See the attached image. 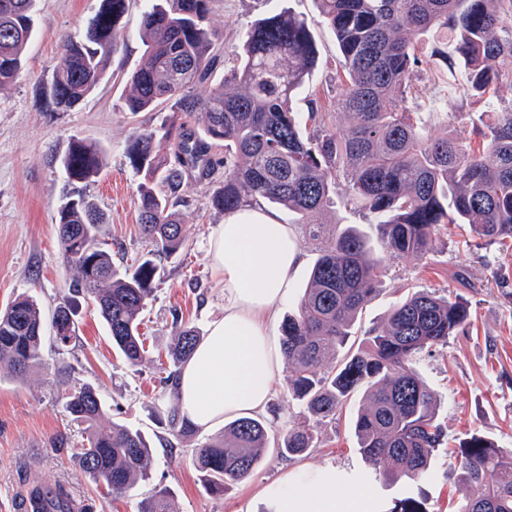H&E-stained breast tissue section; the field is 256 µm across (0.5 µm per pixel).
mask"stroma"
Masks as SVG:
<instances>
[{"instance_id":"obj_1","label":"stroma","mask_w":512,"mask_h":512,"mask_svg":"<svg viewBox=\"0 0 512 512\" xmlns=\"http://www.w3.org/2000/svg\"><path fill=\"white\" fill-rule=\"evenodd\" d=\"M288 4L305 16L315 38L319 63L301 101H315L335 112L341 83L336 74V41L323 23L314 0H221L210 27L232 67L234 47L246 28L272 7ZM100 0H37L34 36L25 52L19 78L0 90V310L21 293L33 295L44 315L61 302L74 272L64 261L57 234V211L71 191L83 193L104 216L102 238L118 268L131 266L148 246L139 230L138 186L127 146L135 130L157 127L162 112H126L127 78L145 60L140 24L148 0H128L119 24V46L106 64L103 82L71 112H56L40 97L50 78L64 35L82 36L97 14ZM88 138L108 150L101 173L87 183L69 184L57 163L72 137ZM216 179L198 171L184 174L173 206L181 219L186 246L162 259V283L145 313L141 332L148 360L128 366L113 349L107 328L90 301H80L76 335L68 347L56 348L52 336L43 341V361L23 377L0 370V512H18L31 486L63 484L75 503H90L94 512H136L153 487H168L182 512H259L260 488L284 470L300 468L325 475H350L393 512L407 498L421 512H454L461 495L454 468L459 444L477 434L502 448H512V249L478 239L468 225L448 224L436 235L425 258L389 260L377 297L364 308L356 338L385 324L390 309L419 290L447 291L469 306L470 322L433 348L418 370L439 397L436 417L447 434L423 481H389L381 477L357 447L352 420L361 403L352 400L335 420L317 430V445L299 458L268 450L253 475L224 495L210 494L195 468V450L219 438L223 425L181 438L166 426L173 392L163 391L161 361L175 333L174 318L207 330L224 313V290L214 277L207 242L222 212L206 200ZM92 384L105 400V424L141 430L153 455L149 482L126 497L100 496L95 485L70 457L85 439L82 426L71 421L61 396L73 386Z\"/></svg>"}]
</instances>
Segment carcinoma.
<instances>
[{"instance_id": "obj_1", "label": "carcinoma", "mask_w": 512, "mask_h": 512, "mask_svg": "<svg viewBox=\"0 0 512 512\" xmlns=\"http://www.w3.org/2000/svg\"><path fill=\"white\" fill-rule=\"evenodd\" d=\"M35 2L0 0V88L22 71ZM215 2L159 0L143 13L145 62L129 77L126 108L169 112L160 127L134 132L129 148L130 162L143 174L139 221L151 249L119 269L101 241L100 214L81 193L68 196L58 209V237L75 277L52 313L53 338L68 346L76 333L70 321L76 299L88 298L126 363L143 362L139 325L164 275L160 259L185 244L169 195L188 167H202L206 177L216 172L212 144L224 143V179L207 206L226 214L262 200L282 206L311 241L323 240L325 225L314 216L336 207L343 183L344 205L370 219L381 254L357 227L341 228L320 247L297 310L282 324L288 390L305 424L273 439L262 416L233 420L219 439L196 448V467L205 488L222 495L249 478L272 446L284 457L305 455L315 447L317 426L336 419L362 389L364 405L354 421L362 455L388 480H423L446 433L435 419L437 396L417 363L465 328L468 307L435 291H416L337 364H329L330 354L346 347L359 314L380 291L385 257L424 258L442 224H468L490 242L512 241V108L491 95L503 76H512V0H317L340 53L336 114L345 125L333 124L312 100L305 116L294 108L317 65V49L306 20L290 7L256 19L234 51L230 75L212 85L224 58L209 26ZM126 4L101 0L84 36L62 40L42 86L54 111H73L101 83ZM428 33H445L447 40L433 42L425 53L418 37ZM436 58L448 68V96L463 93L482 104L471 118L470 137L454 128L434 136L410 108L419 97L411 74ZM195 112L205 114L203 138L187 129L186 118ZM106 159L103 145L80 137L59 157L70 183L92 180ZM158 178L169 195L155 189ZM43 332L36 300L17 296L0 311V366L23 376L41 365ZM199 341L196 326H178L167 349L172 369L165 386H174ZM63 407L84 426L87 445L74 449L72 459L98 490L116 498L150 479L152 450L144 436L115 423L99 426L106 405L92 385L66 392ZM167 422L176 437L197 433L175 404ZM458 476L457 512H512V450L473 435L460 446ZM49 493V512H73L62 485ZM137 512L181 510L169 489L157 487Z\"/></svg>"}]
</instances>
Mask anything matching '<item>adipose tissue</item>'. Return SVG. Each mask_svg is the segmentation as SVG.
<instances>
[{
  "instance_id": "adipose-tissue-1",
  "label": "adipose tissue",
  "mask_w": 512,
  "mask_h": 512,
  "mask_svg": "<svg viewBox=\"0 0 512 512\" xmlns=\"http://www.w3.org/2000/svg\"><path fill=\"white\" fill-rule=\"evenodd\" d=\"M207 257L224 288V314L180 369L175 391L181 416L203 432L265 411L284 370L269 323L302 260L294 229L253 205L216 226ZM259 496L268 512H379L368 491H337L335 476L312 472L283 474Z\"/></svg>"
}]
</instances>
